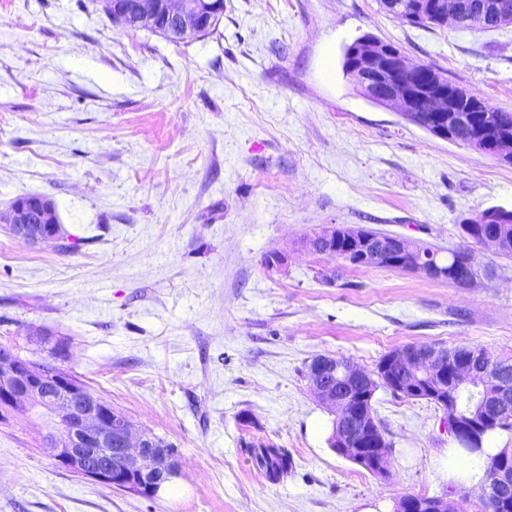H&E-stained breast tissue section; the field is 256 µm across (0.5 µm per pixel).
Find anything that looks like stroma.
<instances>
[{
    "label": "stroma",
    "mask_w": 512,
    "mask_h": 512,
    "mask_svg": "<svg viewBox=\"0 0 512 512\" xmlns=\"http://www.w3.org/2000/svg\"><path fill=\"white\" fill-rule=\"evenodd\" d=\"M393 43L512 112V25L419 27L378 0H224L205 37L115 26L97 0H0V214L52 198L67 240L0 223V344L48 360L177 450L147 499L81 479L42 450L34 418L0 423V512H392L449 493L448 415L378 390L389 478L327 444L308 366L374 369L409 344L512 355V261L473 247L474 286L308 252L324 224L445 249L463 219L512 209V164L369 101L345 49ZM274 252L282 268L267 267ZM287 449L269 484L249 447Z\"/></svg>",
    "instance_id": "1"
}]
</instances>
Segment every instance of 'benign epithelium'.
<instances>
[{"label":"benign epithelium","mask_w":512,"mask_h":512,"mask_svg":"<svg viewBox=\"0 0 512 512\" xmlns=\"http://www.w3.org/2000/svg\"><path fill=\"white\" fill-rule=\"evenodd\" d=\"M112 14V22L123 27H148L165 33L175 42L208 32L224 13V0H101ZM348 65L365 88L369 99L394 109L405 120L431 135L446 140L462 126L474 129L465 145L483 147L489 143L483 129L474 123V114L485 111L482 99L448 90V79L434 75L416 78L423 70L411 64L394 45L379 39L361 37L351 44ZM494 153L503 162H512V133H497ZM0 221L15 238L35 244L60 242L66 238L57 206L51 198L29 195L18 199ZM340 228L325 224L302 243L307 251L345 258L337 242ZM345 247L356 252L360 266L378 265L383 250L369 244L350 229ZM418 244L403 237L392 241V248L410 267L434 279L448 278V263L435 257L424 258ZM394 367L416 377L441 378L443 357L427 349L400 350L393 356ZM458 387L479 381L471 363L460 364L454 373ZM318 398L330 411L339 413L335 427L338 455L358 462L383 466V457H372L374 449L357 447L360 430L344 412L341 401L319 381L312 382ZM16 414L34 415L44 423V450L59 467L78 477L110 488H120L141 497L154 498L178 474L176 453L157 435L136 427L112 404L92 393L87 385L63 365L44 364L20 357L12 347L0 346V419ZM508 397H502L500 412L492 419L471 415L448 421V432L457 437L492 420L509 421ZM512 488V464L499 468L481 488L486 499L507 495ZM400 512H448L447 495H413L401 501Z\"/></svg>","instance_id":"7a95c632"}]
</instances>
